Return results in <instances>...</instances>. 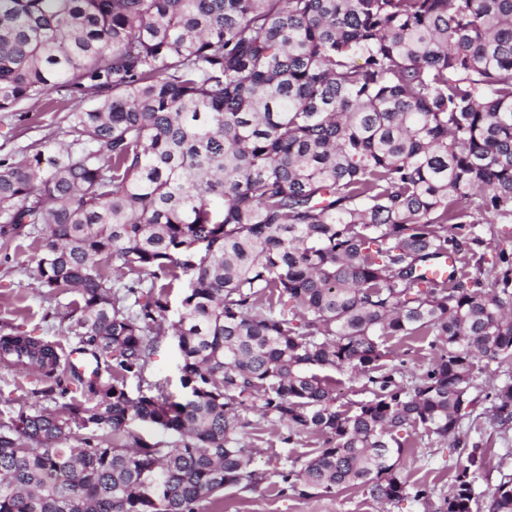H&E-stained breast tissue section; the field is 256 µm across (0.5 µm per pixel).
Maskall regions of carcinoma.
I'll list each match as a JSON object with an SVG mask.
<instances>
[{
  "mask_svg": "<svg viewBox=\"0 0 512 512\" xmlns=\"http://www.w3.org/2000/svg\"><path fill=\"white\" fill-rule=\"evenodd\" d=\"M30 101L74 103L71 142L0 158V245L37 240L104 367L0 336L83 397L0 423V512H202L268 479L239 439L261 423L322 438L285 490L426 506L435 487L398 471L419 426L463 459L442 512H512V475L478 490L487 449L463 430L480 404L512 426V248L481 252L512 226V0H0V112ZM443 258L457 275L434 280ZM168 334L180 401L146 377ZM392 336L436 356L408 376ZM324 369L367 397L337 408Z\"/></svg>",
  "mask_w": 512,
  "mask_h": 512,
  "instance_id": "carcinoma-1",
  "label": "carcinoma"
}]
</instances>
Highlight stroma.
<instances>
[{
    "mask_svg": "<svg viewBox=\"0 0 512 512\" xmlns=\"http://www.w3.org/2000/svg\"><path fill=\"white\" fill-rule=\"evenodd\" d=\"M69 141L60 113L38 106L22 117L0 112V155L22 160ZM39 256L37 242L27 237L10 243L6 256H0V335L20 332L68 350L76 342L75 319L71 315L75 298L48 294L38 278ZM80 396L76 389L61 395L51 382L36 380L23 367L0 356V423L10 421L20 409H59ZM283 436V430L269 426L245 429L241 439L245 447L254 451L253 466L268 473L269 478L255 490L241 485L225 489L223 512H423L412 499L380 504L360 488L309 497L283 490L276 470L293 459L311 456L321 444L320 437L312 433L291 445L284 443ZM411 438L414 446L400 466L403 478L412 485L435 486L438 495H447L455 480V458L450 457L446 445L427 439L421 429L412 430ZM470 438L490 449L484 477L479 482L480 490L490 491L502 475L512 473V456L504 454L505 449H512V428L504 431L477 417Z\"/></svg>",
    "mask_w": 512,
    "mask_h": 512,
    "instance_id": "1",
    "label": "stroma"
}]
</instances>
